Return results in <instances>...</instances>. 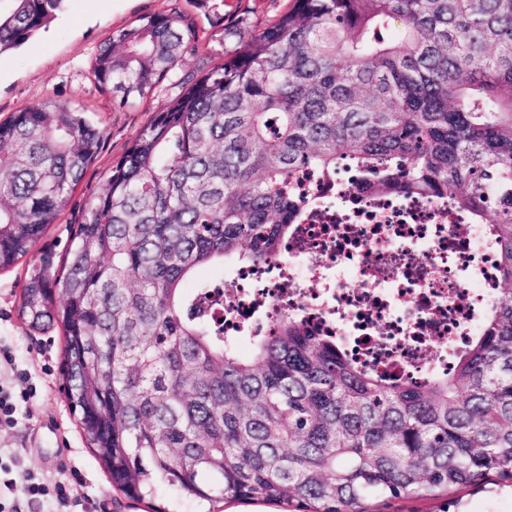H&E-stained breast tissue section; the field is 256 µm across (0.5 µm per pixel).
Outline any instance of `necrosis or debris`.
Wrapping results in <instances>:
<instances>
[{"instance_id": "obj_1", "label": "necrosis or debris", "mask_w": 512, "mask_h": 512, "mask_svg": "<svg viewBox=\"0 0 512 512\" xmlns=\"http://www.w3.org/2000/svg\"><path fill=\"white\" fill-rule=\"evenodd\" d=\"M337 179H296L312 197L285 258L224 273V333L246 345L274 314L333 336L361 365L422 382L447 374L454 352L478 335L499 286L485 225L450 198L378 197Z\"/></svg>"}]
</instances>
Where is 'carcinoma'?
I'll return each mask as SVG.
<instances>
[{
    "label": "carcinoma",
    "instance_id": "carcinoma-1",
    "mask_svg": "<svg viewBox=\"0 0 512 512\" xmlns=\"http://www.w3.org/2000/svg\"><path fill=\"white\" fill-rule=\"evenodd\" d=\"M9 2L0 54L65 0ZM224 43L85 202L60 269L31 266L22 289L29 328H62L63 395L112 485L365 512L370 496L512 483V289L448 375L416 385L287 315L244 356L212 314L224 297L196 278L281 257L306 203L297 175L327 182L351 157L371 193L448 195L487 225L512 284V0H292ZM202 46L194 23L157 14L112 32L91 71L120 102L143 100ZM104 138L52 100L0 122V271L55 223Z\"/></svg>",
    "mask_w": 512,
    "mask_h": 512
}]
</instances>
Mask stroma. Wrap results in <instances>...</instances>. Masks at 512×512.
I'll return each mask as SVG.
<instances>
[{"instance_id":"1","label":"stroma","mask_w":512,"mask_h":512,"mask_svg":"<svg viewBox=\"0 0 512 512\" xmlns=\"http://www.w3.org/2000/svg\"><path fill=\"white\" fill-rule=\"evenodd\" d=\"M289 7V0H66L46 29L20 48L0 54V120L13 112L51 99L86 112L105 130L103 147L55 224L49 225L32 254L0 271V390L16 395L14 424H0V479L24 485L33 475L46 484L62 483L69 503L31 500L22 493L0 492V503L17 512H73L75 504L90 512H204V504L158 486L152 498L136 500L114 488L87 447L80 427L61 393L64 336L55 327L39 333L17 313L29 264L48 261L59 267L74 221L84 203L105 182L112 164L123 154L154 113L182 88L181 78L197 76L224 56V29L232 24L256 32ZM186 14L204 31V53L186 55L154 90L135 106L120 105L102 92L91 74L98 45L114 30L133 26L147 16ZM368 512H512V486L487 481L441 496L366 501Z\"/></svg>"}]
</instances>
